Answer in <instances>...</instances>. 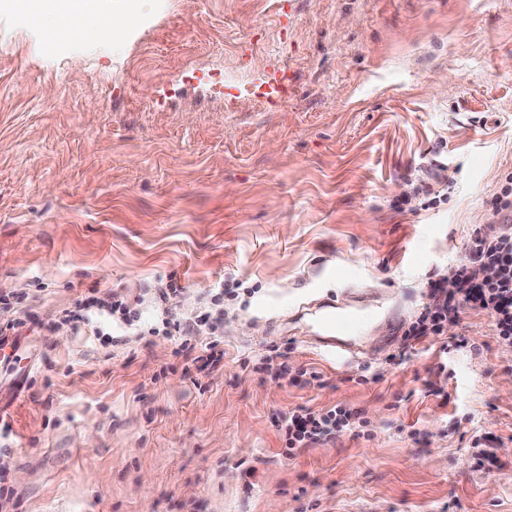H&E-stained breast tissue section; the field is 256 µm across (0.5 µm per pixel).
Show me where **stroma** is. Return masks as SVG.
Returning a JSON list of instances; mask_svg holds the SVG:
<instances>
[{"mask_svg": "<svg viewBox=\"0 0 512 512\" xmlns=\"http://www.w3.org/2000/svg\"><path fill=\"white\" fill-rule=\"evenodd\" d=\"M138 7L117 38L0 0V291L28 294L0 346L14 512H512V347L473 310L404 340L512 174V0ZM170 275L184 292L156 304ZM92 289L139 321L54 330ZM220 292L224 363L186 376L162 320ZM352 293L397 308L363 357L304 343ZM337 404L367 436L287 455L278 414Z\"/></svg>", "mask_w": 512, "mask_h": 512, "instance_id": "obj_1", "label": "stroma"}]
</instances>
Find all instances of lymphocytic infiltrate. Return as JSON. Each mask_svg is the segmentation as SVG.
<instances>
[{
  "label": "lymphocytic infiltrate",
  "mask_w": 512,
  "mask_h": 512,
  "mask_svg": "<svg viewBox=\"0 0 512 512\" xmlns=\"http://www.w3.org/2000/svg\"><path fill=\"white\" fill-rule=\"evenodd\" d=\"M487 267L494 269L493 277H484L483 270ZM427 297L423 311L404 333L406 341L416 342L441 334L445 324L459 322L462 313L469 309L489 314L499 340L512 344V227H503L491 235L483 228H475L464 258L451 265L439 279L430 282ZM86 312L117 317L126 322L136 314L120 295H113L108 300L90 295L78 300L74 309L63 311L54 324L55 329H73L75 321ZM166 328L182 338L178 353L184 359V374L204 372L223 360L219 320L211 312L167 323ZM205 331L210 332L211 340L206 346V354L199 355L195 352L193 339ZM365 425L360 411L341 405L319 410L298 407L278 415L285 448L291 455L299 449L332 442L347 433H357Z\"/></svg>",
  "instance_id": "lymphocytic-infiltrate-1"
}]
</instances>
